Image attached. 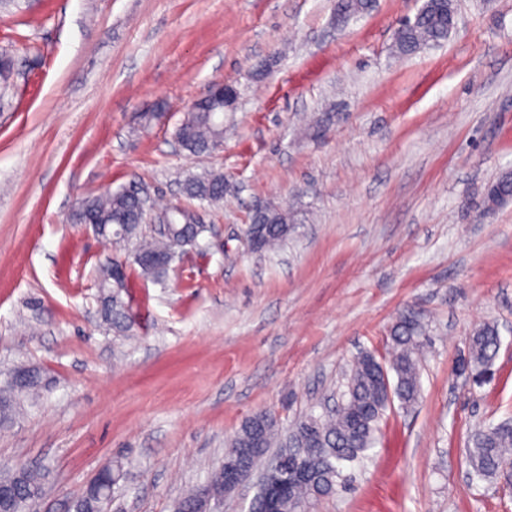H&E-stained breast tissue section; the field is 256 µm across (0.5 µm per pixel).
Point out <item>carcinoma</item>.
<instances>
[{
    "label": "carcinoma",
    "instance_id": "carcinoma-1",
    "mask_svg": "<svg viewBox=\"0 0 512 512\" xmlns=\"http://www.w3.org/2000/svg\"><path fill=\"white\" fill-rule=\"evenodd\" d=\"M373 0H338L337 11L342 18L370 11ZM455 13L454 0H424L416 14L401 25L394 36L393 49L400 56L413 55L427 47L448 39L452 27L449 17ZM223 100L212 95L196 100L175 131L190 155L209 152L224 142V123L213 113L223 109ZM137 191L125 188L87 195L78 202L73 215L77 224H98L101 230L116 228L133 244V264L146 278L166 277L172 264L190 250L203 247L209 226L195 223L194 207L177 208L169 231L162 233L144 229V213L136 197ZM186 199L215 205L224 201V174L210 172L190 175L183 183ZM512 202V176L505 175L493 183L486 194L488 207H499ZM294 212L277 206L266 208L263 214L251 218L244 237L249 250L265 252L288 240ZM98 287L112 294L102 312L103 323L117 336L131 327L127 294L126 263L108 257L99 266ZM426 331L420 313L411 311L402 315L393 327L392 350L388 364H383L374 353L367 352L351 366L345 398L328 415L306 416L297 420L290 431L289 441L277 445L279 425L275 417L259 412L243 422L231 438L228 447L242 448L237 460L247 471L263 466L271 448L277 453H294L296 448L306 452L296 456L282 474L283 491L277 502V512H308L309 506L336 494L343 468L362 458L374 447L376 433L386 409L397 400L400 405L412 406L420 395L419 353ZM501 346L496 325L487 323L471 336L467 364L474 371L492 367ZM26 374L22 383L9 380L0 385V426L13 422L21 403L38 395L46 386L40 367L28 364L16 368ZM395 382H390L389 373ZM467 459L474 479L483 481L497 477L506 465H512V426L499 424L476 429L470 436ZM124 472L121 464L102 468L80 498L72 505L75 512H106L107 502L101 483L107 479L119 482ZM0 480L18 488L12 512H27V499L39 494L46 481V472L26 464L0 471Z\"/></svg>",
    "mask_w": 512,
    "mask_h": 512
}]
</instances>
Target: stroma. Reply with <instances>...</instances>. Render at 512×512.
<instances>
[{
  "mask_svg": "<svg viewBox=\"0 0 512 512\" xmlns=\"http://www.w3.org/2000/svg\"><path fill=\"white\" fill-rule=\"evenodd\" d=\"M423 0H376L339 22L336 0H21L0 10V379L22 362L50 386L0 429V467L47 472L28 512H68L112 462V512H170L261 411L282 431L335 406L359 352L388 359L406 310L427 325L421 392L392 404L345 488L309 512H512L503 479L476 481L468 436L512 421V0H454L457 28L390 50ZM232 84L220 150H176L208 85ZM165 103L141 127L138 113ZM222 171L213 234L160 281L129 271L134 320L99 323L97 266L126 256L71 221L88 194L138 182L157 205ZM296 211L277 251L248 252L257 204ZM497 324L491 377L461 365ZM512 202V176H501L493 183L486 194V203L489 208L499 207Z\"/></svg>",
  "mask_w": 512,
  "mask_h": 512,
  "instance_id": "35a3bbf8",
  "label": "stroma"
}]
</instances>
